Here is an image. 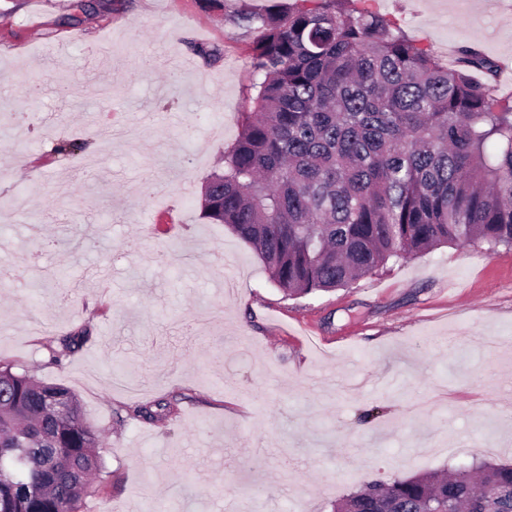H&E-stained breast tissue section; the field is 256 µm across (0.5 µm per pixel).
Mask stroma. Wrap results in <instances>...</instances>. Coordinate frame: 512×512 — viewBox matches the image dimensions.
<instances>
[{
    "label": "stroma",
    "mask_w": 512,
    "mask_h": 512,
    "mask_svg": "<svg viewBox=\"0 0 512 512\" xmlns=\"http://www.w3.org/2000/svg\"><path fill=\"white\" fill-rule=\"evenodd\" d=\"M74 3L0 0V364L72 388L102 433L110 477L80 512H332L370 481L512 464V250L285 296L197 205L250 107L232 16L269 0ZM355 4L440 59H512V0ZM193 42L220 56L185 78ZM157 400L172 413L135 417ZM89 335L86 329H81L70 333L67 336H62L59 339V345L61 350L53 348L51 345L48 346L49 357L53 362L61 363L62 357L67 356L78 350L84 343L86 337Z\"/></svg>",
    "instance_id": "stroma-1"
}]
</instances>
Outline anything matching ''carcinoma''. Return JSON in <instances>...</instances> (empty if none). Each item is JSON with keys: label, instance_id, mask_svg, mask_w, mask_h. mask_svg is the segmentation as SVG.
Listing matches in <instances>:
<instances>
[{"label": "carcinoma", "instance_id": "cac0c4a2", "mask_svg": "<svg viewBox=\"0 0 512 512\" xmlns=\"http://www.w3.org/2000/svg\"><path fill=\"white\" fill-rule=\"evenodd\" d=\"M353 0H288L233 22L256 34L250 112L199 206L289 297L346 287L437 246L512 249V100L496 63L449 68ZM88 331L48 347L59 363ZM65 406L69 414L60 416ZM76 394L0 366V512H79L107 481ZM512 512V464L373 481L332 512Z\"/></svg>", "mask_w": 512, "mask_h": 512}]
</instances>
